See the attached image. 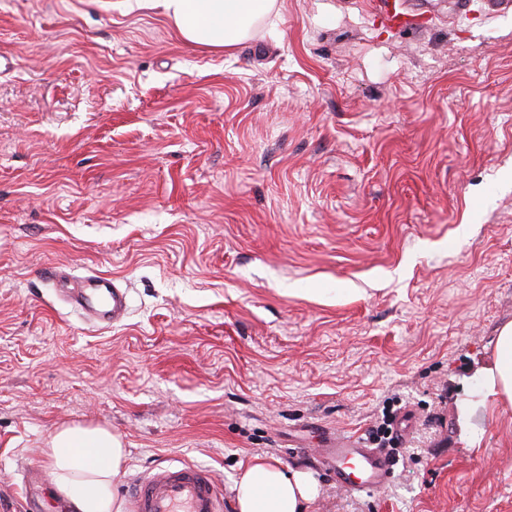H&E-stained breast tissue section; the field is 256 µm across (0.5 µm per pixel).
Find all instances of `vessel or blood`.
Listing matches in <instances>:
<instances>
[{"label":"vessel or blood","mask_w":512,"mask_h":512,"mask_svg":"<svg viewBox=\"0 0 512 512\" xmlns=\"http://www.w3.org/2000/svg\"><path fill=\"white\" fill-rule=\"evenodd\" d=\"M65 284L64 297L93 323L115 325L127 311V292L115 280L91 272L81 277L55 275ZM322 461L335 470L340 487L371 492L392 481L395 460L363 437L328 436L320 450ZM131 512H222L224 493L213 474L192 464L164 466L135 480L129 487Z\"/></svg>","instance_id":"b4317fda"}]
</instances>
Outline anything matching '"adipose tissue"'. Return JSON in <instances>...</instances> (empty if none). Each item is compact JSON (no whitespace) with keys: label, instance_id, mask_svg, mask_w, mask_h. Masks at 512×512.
I'll use <instances>...</instances> for the list:
<instances>
[{"label":"adipose tissue","instance_id":"ef3b65f1","mask_svg":"<svg viewBox=\"0 0 512 512\" xmlns=\"http://www.w3.org/2000/svg\"><path fill=\"white\" fill-rule=\"evenodd\" d=\"M181 39L200 49H229L267 19L276 0H155ZM480 372L484 397L512 408V324L501 328ZM50 482L70 512H124L114 481L128 453L119 436L103 426L67 425L46 442ZM237 512H311L319 483L311 472L283 468L254 457L232 487Z\"/></svg>","mask_w":512,"mask_h":512}]
</instances>
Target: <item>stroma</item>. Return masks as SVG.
I'll use <instances>...</instances> for the list:
<instances>
[{
    "label": "stroma",
    "mask_w": 512,
    "mask_h": 512,
    "mask_svg": "<svg viewBox=\"0 0 512 512\" xmlns=\"http://www.w3.org/2000/svg\"><path fill=\"white\" fill-rule=\"evenodd\" d=\"M277 0L231 50L127 0H0V512L63 425H104L116 479L162 465L230 488L265 455L315 512H512V409L478 372L512 323V14L480 0ZM100 272L87 322L52 268ZM399 407L392 482L348 493L315 458ZM54 277L58 283H69L65 299L94 324L116 325L125 317L127 292L115 280L95 272L81 277L57 272Z\"/></svg>",
    "instance_id": "35a3bbf8"
}]
</instances>
